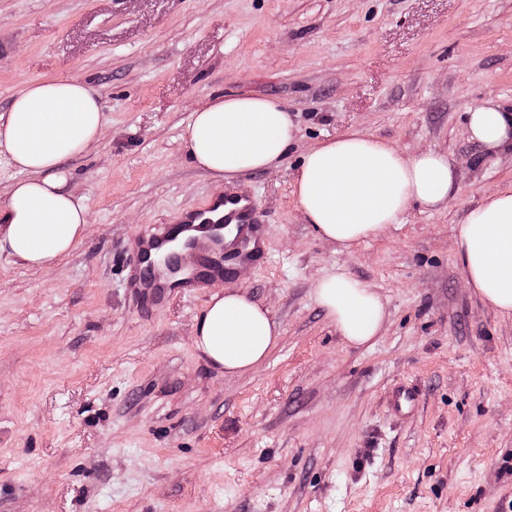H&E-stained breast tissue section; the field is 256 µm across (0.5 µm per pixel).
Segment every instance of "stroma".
<instances>
[{
    "instance_id": "1",
    "label": "stroma",
    "mask_w": 512,
    "mask_h": 512,
    "mask_svg": "<svg viewBox=\"0 0 512 512\" xmlns=\"http://www.w3.org/2000/svg\"><path fill=\"white\" fill-rule=\"evenodd\" d=\"M59 75L105 122L62 163L82 237L45 268L0 256V512H512V317L454 252L468 210L512 187V151L467 130L476 105L512 107V0H0V113ZM229 94L287 109L278 167L223 180L187 156L193 112ZM351 129L448 155L458 196L349 249L321 238L295 179ZM229 184L268 236L223 286L281 326L245 375L195 347L211 288L153 306L124 285L145 225ZM341 267L385 304L372 345L316 300ZM399 384L419 393L405 420L387 406Z\"/></svg>"
}]
</instances>
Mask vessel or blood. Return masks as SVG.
Returning a JSON list of instances; mask_svg holds the SVG:
<instances>
[{
	"label": "vessel or blood",
	"mask_w": 512,
	"mask_h": 512,
	"mask_svg": "<svg viewBox=\"0 0 512 512\" xmlns=\"http://www.w3.org/2000/svg\"><path fill=\"white\" fill-rule=\"evenodd\" d=\"M183 215L182 221L157 224L134 237L125 275L133 294L161 303L174 289L224 281L225 258L238 267L256 263L267 227L260 224L249 192L227 187Z\"/></svg>",
	"instance_id": "vessel-or-blood-1"
}]
</instances>
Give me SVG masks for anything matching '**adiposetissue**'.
I'll return each mask as SVG.
<instances>
[{
    "instance_id": "adipose-tissue-1",
    "label": "adipose tissue",
    "mask_w": 512,
    "mask_h": 512,
    "mask_svg": "<svg viewBox=\"0 0 512 512\" xmlns=\"http://www.w3.org/2000/svg\"><path fill=\"white\" fill-rule=\"evenodd\" d=\"M105 117L85 83L54 76L29 83L0 114V158L23 177L0 203V255L44 267L69 252L89 217L84 198L65 188L62 161L95 142ZM471 139L491 151L512 149V109L489 100L468 113ZM296 129L278 102L229 95L194 112L185 147L214 177L276 167ZM447 155L403 156L388 142L348 131L308 152L295 184L297 202L317 234L351 247L391 224L412 204L445 205L455 193ZM457 259L481 301L512 316V188L488 194L455 230ZM341 337L354 346L379 335L385 306L347 270L315 289ZM280 326L260 302L237 289L213 292L196 324L202 359L227 374L257 368L276 346Z\"/></svg>"
}]
</instances>
